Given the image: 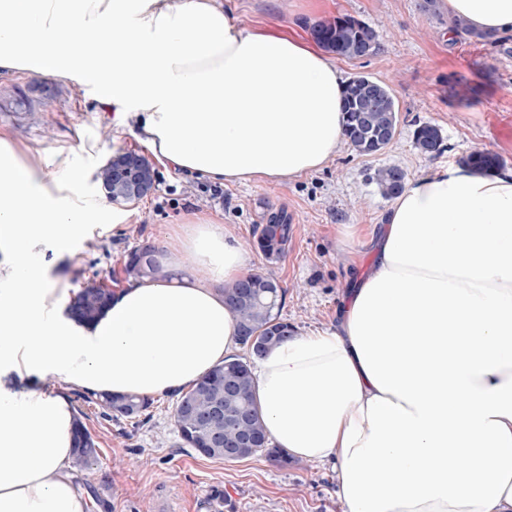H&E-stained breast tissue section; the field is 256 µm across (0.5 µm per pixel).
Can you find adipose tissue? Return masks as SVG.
I'll list each match as a JSON object with an SVG mask.
<instances>
[{
    "mask_svg": "<svg viewBox=\"0 0 512 512\" xmlns=\"http://www.w3.org/2000/svg\"><path fill=\"white\" fill-rule=\"evenodd\" d=\"M483 34L512 0H440ZM92 88L161 165L212 184L279 183L344 141L342 72L224 0H0V75ZM0 130V512H91L74 482L73 394H179L239 348L225 284L246 246L193 214L152 277L94 321L62 300L86 213ZM268 440L336 473L343 512H512V168L406 181L335 326L253 374Z\"/></svg>",
    "mask_w": 512,
    "mask_h": 512,
    "instance_id": "ef3b65f1",
    "label": "adipose tissue"
}]
</instances>
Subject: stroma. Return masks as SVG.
<instances>
[{"label": "stroma", "instance_id": "stroma-1", "mask_svg": "<svg viewBox=\"0 0 512 512\" xmlns=\"http://www.w3.org/2000/svg\"><path fill=\"white\" fill-rule=\"evenodd\" d=\"M244 26L296 22L308 30V0H226ZM323 19L348 14L372 29L376 51L338 61L344 78L364 74L385 84L399 108L393 141L372 156L341 145L321 169L280 183L212 185L181 170L157 167L156 188L131 203H109L95 176L113 154H147L135 135L112 141V115L93 95L27 72L0 77V128L39 149L48 177L61 174L68 158L81 175L72 191L93 218L86 238L66 263L67 293L75 295L92 277H111L123 288L125 255L151 244L168 249L182 218L198 212L224 224L249 250L252 272L284 290L281 319L302 333L336 321L344 293L371 262L368 241L379 232L392 204L373 175L396 165L408 177L423 175L475 151L496 153L512 168V33L496 40L459 31L447 39L450 20L424 0H325ZM439 126L446 150L435 158L413 144L416 124ZM288 216L291 233L282 253L264 254L259 224L269 213ZM359 224L361 237L343 227ZM176 399L155 398L144 422L133 425L104 416L98 398L77 395L76 407L96 443L97 456L76 464L92 512H342L331 467L296 461L283 468L256 454L236 462L208 458L184 447L173 421ZM223 499H215V490Z\"/></svg>", "mask_w": 512, "mask_h": 512}]
</instances>
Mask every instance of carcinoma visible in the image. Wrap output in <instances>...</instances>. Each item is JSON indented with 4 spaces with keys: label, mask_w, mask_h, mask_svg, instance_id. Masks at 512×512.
I'll return each mask as SVG.
<instances>
[{
    "label": "carcinoma",
    "mask_w": 512,
    "mask_h": 512,
    "mask_svg": "<svg viewBox=\"0 0 512 512\" xmlns=\"http://www.w3.org/2000/svg\"><path fill=\"white\" fill-rule=\"evenodd\" d=\"M310 33L324 50L337 56L358 59L359 45L370 34V29L352 16H340L332 20L314 24ZM375 80L367 75H356L343 86L342 109L346 116L344 132L346 142L360 156L374 155L383 150L394 138L398 125V107L391 92L381 86L382 95L374 100L371 96ZM415 148L430 158L444 151L443 137L438 126L431 123L416 125L413 131ZM133 152L125 151L114 155L112 167H102L96 180L112 190V201H125L123 191L126 182L152 181L149 169L131 161ZM465 163L479 170H490L501 166L499 155L488 151H475L467 156ZM375 180L382 194L394 198L403 190L406 172L397 167L380 168L375 172ZM290 224L278 214L268 217L260 227V243L270 253L279 250L288 241ZM155 247L143 246L129 252L124 263L127 277L140 279L149 276L154 270ZM284 290L271 278L254 274L246 280L224 287L225 302L237 319L239 341L254 353L260 347L268 350L288 339L292 326L280 318ZM112 296V289L95 278L84 283L80 291L71 299V314L83 321L96 318ZM236 374L237 398L232 415L217 421L211 419V411L226 409L224 383L228 374ZM154 400L139 396L107 395L102 398L114 420L132 421L141 417L153 405ZM173 420L185 445L195 451L209 447L211 437H219L222 442L236 441L238 432H246L258 439L254 448H248L243 457L248 458L261 452L281 467L291 464V458L280 449L273 447L265 434L261 410L251 378L249 364L241 358L224 361V365L210 371L199 382L181 392L176 402Z\"/></svg>",
    "instance_id": "1"
}]
</instances>
